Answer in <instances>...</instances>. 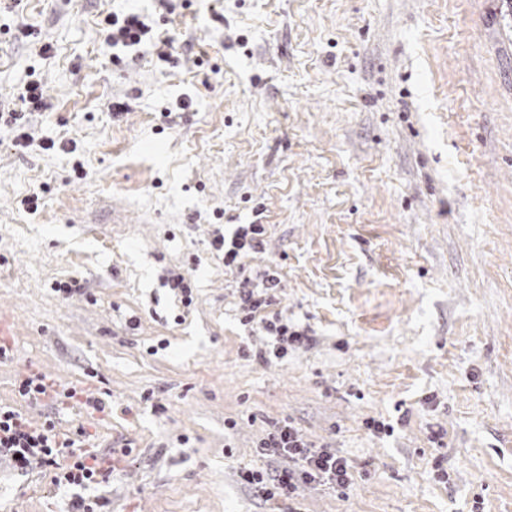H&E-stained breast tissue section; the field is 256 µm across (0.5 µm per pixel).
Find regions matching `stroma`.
Instances as JSON below:
<instances>
[{
	"label": "stroma",
	"instance_id": "1",
	"mask_svg": "<svg viewBox=\"0 0 512 512\" xmlns=\"http://www.w3.org/2000/svg\"><path fill=\"white\" fill-rule=\"evenodd\" d=\"M129 11L166 45L116 65ZM32 79L36 136L76 149L0 127V405L32 370L96 389L102 417L27 415L111 454L112 512H512V0H23L0 103ZM253 222L263 252L225 270L214 231ZM271 262L314 341L263 365L237 288ZM283 421L365 468L347 498L242 481L287 467L256 449ZM67 504L0 466V512Z\"/></svg>",
	"mask_w": 512,
	"mask_h": 512
}]
</instances>
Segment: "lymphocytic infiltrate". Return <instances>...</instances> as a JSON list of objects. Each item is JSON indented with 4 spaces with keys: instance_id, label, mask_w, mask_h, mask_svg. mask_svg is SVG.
<instances>
[{
    "instance_id": "lymphocytic-infiltrate-1",
    "label": "lymphocytic infiltrate",
    "mask_w": 512,
    "mask_h": 512,
    "mask_svg": "<svg viewBox=\"0 0 512 512\" xmlns=\"http://www.w3.org/2000/svg\"><path fill=\"white\" fill-rule=\"evenodd\" d=\"M106 23L111 33L109 44L113 56L137 52L154 39L153 27L146 16L138 13L112 14ZM266 227L262 224H240L232 234L214 231L210 247L222 260L225 268L243 269L246 259L264 250ZM281 278L276 265H268L255 278H244L239 290L243 324L258 329L271 338V352H258V361L267 355L282 358L289 347L307 341V332L285 322L274 312L276 292ZM20 407L0 406V461L19 473L33 466L48 471L51 484L58 489H73L69 512H105L106 499L84 498L82 489L106 481L112 474L110 458L87 448L90 433L85 427L60 432L53 419L32 424L22 410L23 405L49 401L58 406L80 404L95 411H103L101 399L93 392L76 385H62L40 373H30L17 385ZM263 455H284L292 462L291 468L267 472L247 469L243 480L265 500L293 497L301 487L323 486L338 493H346L356 481L357 470L347 458L332 449L316 446L302 431L290 424L275 425L258 444Z\"/></svg>"
}]
</instances>
